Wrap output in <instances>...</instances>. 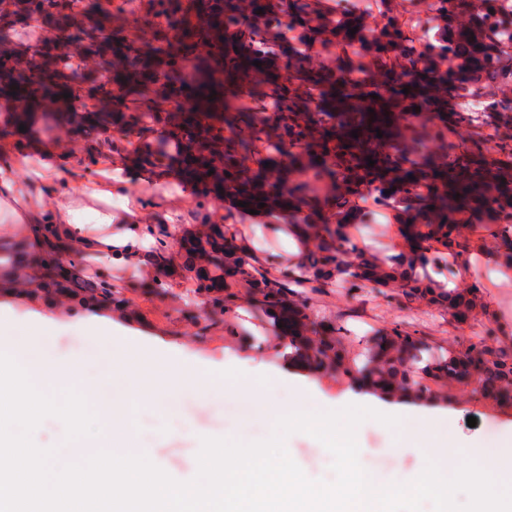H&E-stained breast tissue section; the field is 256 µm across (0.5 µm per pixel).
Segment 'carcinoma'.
<instances>
[{
    "label": "carcinoma",
    "mask_w": 512,
    "mask_h": 512,
    "mask_svg": "<svg viewBox=\"0 0 512 512\" xmlns=\"http://www.w3.org/2000/svg\"><path fill=\"white\" fill-rule=\"evenodd\" d=\"M95 2L26 0L23 14L0 16V32L29 20L56 25L96 63L112 62V83L92 72L68 79L71 64L62 46L38 44L23 52L26 67L17 66V52L8 50L0 63V96L27 101L14 116L17 127L48 133L68 125L91 137L85 153L89 166L101 160L102 145L133 154L159 174H183L196 199L198 226L138 224L133 231L149 242L147 262L164 272L172 238L182 234V277L203 301L195 320L215 323L232 310L234 289L243 286L274 327L288 326L291 358L318 373L346 376L385 398L421 403L448 398L444 387L478 373L480 387L471 394L512 407V344L479 331L462 346L443 347L395 325L364 337L356 359L349 355L343 327L319 318L310 305L312 296L328 288L353 293L372 288L438 305L470 328L483 309L481 291L461 288L457 280L472 268L474 241L494 238L499 268L512 272V177L494 167L482 148L492 116H506L512 102L489 99L482 112L456 113L470 138L455 148L439 142L426 148L409 140L399 108L412 101L437 112L443 122L448 105L437 103L439 85H447V95L459 96L512 79V70L501 68L497 59L499 41L512 32V18L500 13L498 0H483L475 14L466 0H436L445 29L419 46L400 20L385 12L378 34L367 40L380 63V79L359 87L307 67L289 44L273 47L261 32L236 22L237 0H147L149 15L161 19L147 42L135 38L139 16H126L123 4L117 9L125 22L108 31L73 20ZM256 7L276 25L307 38L315 35L309 0H256ZM148 87L152 111L141 112L132 96ZM271 94L275 112L228 105L230 97L248 95L260 103ZM47 104L58 111H43ZM361 186L413 220L403 231L407 248L384 261L348 233L349 222L361 220L351 200L352 188ZM224 198L293 209L300 223L287 229L303 246L298 260L282 269L258 266L243 255L237 214L225 211L222 222H214ZM471 215L490 220L474 240L463 238L460 228ZM32 232L27 224L0 243L4 275L24 276L37 291L81 307L129 302L103 277L74 281L61 273L85 252H70L71 240L58 224L42 225L39 245L48 248L46 266L29 275Z\"/></svg>",
    "instance_id": "carcinoma-1"
}]
</instances>
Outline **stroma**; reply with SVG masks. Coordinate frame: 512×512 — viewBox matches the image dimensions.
I'll return each instance as SVG.
<instances>
[{"instance_id":"1","label":"stroma","mask_w":512,"mask_h":512,"mask_svg":"<svg viewBox=\"0 0 512 512\" xmlns=\"http://www.w3.org/2000/svg\"><path fill=\"white\" fill-rule=\"evenodd\" d=\"M45 138L19 139L14 127L0 129V155H6L26 180V194L21 200L0 203V233L21 226L22 209L38 205L41 194L58 186L63 173H70L71 187L77 198L99 194L100 210L111 211V185L122 183L130 188L124 205L132 216L155 224H191L195 218L184 203L191 193L176 173L159 178L136 166L128 155H109L93 170H84L82 152L67 156L62 165H55L45 153ZM239 239L249 245L260 260L280 266L295 262L299 246L287 232L267 233L266 217L239 212ZM495 243L487 238L479 243V252L467 281L484 282L485 308L476 322L480 328L493 330L502 342L512 341V292L507 293L486 284L485 273L495 266ZM75 272L78 277L91 274L105 276L123 288L130 300L124 311L110 308L81 310L65 299H46L40 295L22 294L15 287L0 291V305L13 310L12 324L17 330L27 328L32 315L60 321L61 327L49 339L48 347L63 366L82 358L98 385L112 387L130 401L129 428L137 443L150 449L151 456L176 480H191L197 473V454L204 437H226L243 442L266 439L273 431L272 421L262 411V402L251 381L263 376L269 382L288 381L300 394H311L327 404L361 399L362 393L341 375L314 373L300 365L285 361L280 347L284 339L279 331L270 329L267 319L253 309L248 289H238V300L232 312L220 317L208 328L193 321L198 309L191 303L188 285L177 275H169V288L158 293L152 288L157 277L153 267L133 266L124 261L108 263L98 256H83ZM322 317L347 329L350 350H357L365 330L387 329L402 325L418 333L434 337L439 344L463 342L467 334L451 322L447 314L424 302L406 303L368 289L350 295L341 288L331 289L316 297ZM106 317L125 327L157 354L179 357L204 374L224 372L226 376L245 379L246 385L236 396L219 399L197 389L175 395L172 407L136 400L128 380L113 374L111 360H122V349L106 352L95 337L82 327V319ZM451 400L433 403V419L426 442L413 443L416 429L408 422L391 429L376 420L363 421L357 431L359 460L373 484L386 486L402 480H414L429 460L435 459L436 443L455 439L477 443L481 451L478 464L492 461L486 447L489 434L501 439L512 438V409L503 408L471 396L469 388L457 384ZM476 417L475 426H468V417ZM287 450L295 462L312 479L331 476L332 458L324 446L308 434L296 432L286 440Z\"/></svg>"}]
</instances>
